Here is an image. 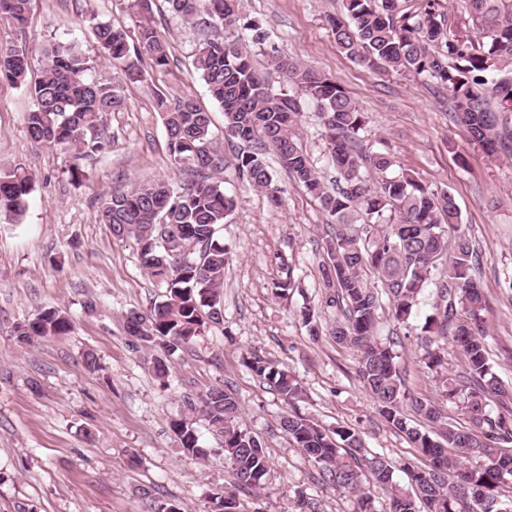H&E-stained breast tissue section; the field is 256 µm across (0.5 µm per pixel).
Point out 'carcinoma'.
<instances>
[{
	"label": "carcinoma",
	"instance_id": "obj_1",
	"mask_svg": "<svg viewBox=\"0 0 512 512\" xmlns=\"http://www.w3.org/2000/svg\"><path fill=\"white\" fill-rule=\"evenodd\" d=\"M187 23L211 30L198 49L194 68L224 111V134L242 144L237 178L264 192L273 204L281 189L268 163L273 155L296 183L315 198L330 231L323 236L328 262L322 266L327 304L341 313L331 334L357 348L356 374L373 398L380 417L405 434L426 463L405 467L407 485L394 482L392 462L372 457L368 473L358 464L364 450L356 430L325 429L296 411L280 421L283 432L318 467L323 479L356 497L359 512H375L372 491L389 497L390 512H486L497 499H512V386L500 382L490 362L485 312L486 292L473 276L476 255L454 196L434 189L414 174L394 171L396 160L385 149L363 144L365 113L325 74L292 58L267 54V66L295 89L275 93L257 66L250 46H263L269 35L242 16L239 0H166ZM412 11L397 0H343L346 19L330 21L336 46L348 58L369 67L384 66L423 77L448 91L455 118L470 144L494 153L505 144L512 121V0H467L465 29L447 27L441 0H418ZM29 0H0V21L18 27L27 21ZM107 59L119 66L124 81L141 80L143 57L155 66L169 64L166 46L148 20L139 26L138 45L124 30L88 16ZM26 50L0 45V77L23 84L28 75ZM89 60L75 41L43 49L41 78L29 88L34 101L27 132L37 145L71 152L68 175L83 176L80 160L110 146L100 130L104 113L124 103L118 77L91 78ZM317 107L320 135L328 162L336 171L333 187L302 145L301 99ZM157 107L175 167L217 170L223 154L212 147L211 119L190 94H160ZM33 176L17 164L0 170V216L24 214ZM235 207L224 182L200 176L174 190L168 181L135 183L104 199L101 218L117 236L132 237L150 277L166 288L165 299L149 314L138 315V328L127 333L159 351L154 374L162 386L170 376L169 356L196 344L204 328L222 324L224 271L229 251L220 235ZM459 230L448 249V228ZM435 290L434 313L423 329L451 335L462 355L463 371L446 382V396L457 398L466 425L439 407L409 393L394 344L376 341L382 300L394 320L408 321L421 295ZM72 325L67 314L45 308L15 327L22 343L64 336ZM245 366L273 387L287 404L301 393L287 370L259 356ZM187 409L203 414L220 438L217 448L201 446L193 422L180 416L169 427L184 453L195 458L224 457L232 471L230 487L213 501L212 512L236 507V492L264 486L267 448L241 423V405L230 390L207 389L189 399ZM425 422L420 429L407 411Z\"/></svg>",
	"mask_w": 512,
	"mask_h": 512
}]
</instances>
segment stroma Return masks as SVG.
<instances>
[{"instance_id": "1", "label": "stroma", "mask_w": 512, "mask_h": 512, "mask_svg": "<svg viewBox=\"0 0 512 512\" xmlns=\"http://www.w3.org/2000/svg\"><path fill=\"white\" fill-rule=\"evenodd\" d=\"M91 13L137 43L131 0H32L25 26L0 23V45L27 48L28 82L41 75L43 45L72 39L95 74L112 76L86 21ZM342 14L341 0H243L244 18L267 29L280 54L332 78L360 105L368 141L425 184L455 196L463 228L478 248L490 359L512 385V288L504 282L512 276V146L485 154L454 121L446 90L347 58L329 24ZM150 21L169 63L158 68L143 60L141 80L124 83L123 106L102 117L111 145L82 159L79 181L67 174V152L30 140L33 102L26 85L0 78V168L19 164L35 177L25 214L0 218V512H148V490L182 512H207L209 496L230 484L231 470L222 458L186 455L169 422L188 413L186 397L216 384L234 392L244 427L270 459L266 490L238 493L237 512H302L304 501L316 512H353L354 496L326 484L289 442L280 427L288 410L327 428H354L364 459L393 462L399 484L407 482L403 464L420 458L406 436L380 418L359 383L356 350L336 345L330 334L336 311L325 303L321 279L326 218L285 173L277 175L278 206L236 178L237 149L224 137V113L193 66L208 30L174 17L166 0H155ZM159 91L192 94L209 113L214 147L224 156L223 170L211 177L237 201L222 229L231 249L224 324L207 329L193 350L172 356L165 387L153 375L150 355L133 347L124 330L129 312H148L165 289L142 268L135 239L113 235L99 217L103 198L115 189L158 178L179 188L193 178L171 163L155 106ZM286 267L295 286L279 298L274 284ZM434 300L426 293L404 324L380 312L377 334L398 340L409 391L458 420L460 404L446 400L425 364L433 350L447 359L450 374L462 370L451 340L422 331ZM306 306L315 310L318 335H310L299 315ZM51 307L67 313L72 332L19 343L15 326ZM89 352L97 359L92 368L84 362ZM254 354L297 377L302 394L294 405L245 366Z\"/></svg>"}]
</instances>
